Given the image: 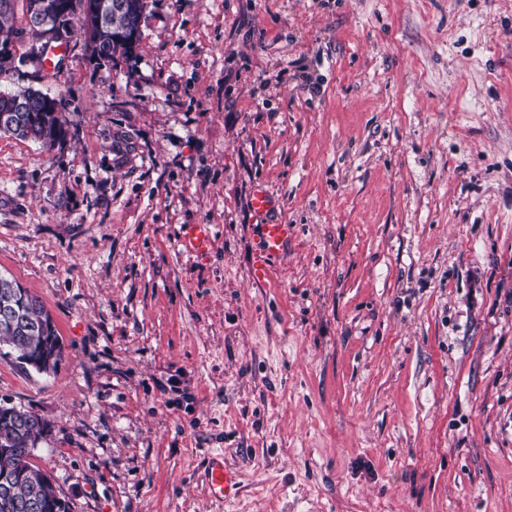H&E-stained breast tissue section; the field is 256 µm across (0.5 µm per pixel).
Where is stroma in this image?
I'll list each match as a JSON object with an SVG mask.
<instances>
[{"mask_svg":"<svg viewBox=\"0 0 512 512\" xmlns=\"http://www.w3.org/2000/svg\"><path fill=\"white\" fill-rule=\"evenodd\" d=\"M82 28L0 72L66 131L0 134V274L63 343L0 403L71 512H512V0H149L101 63ZM293 225L282 223L261 224L258 246L251 267L252 277L261 282L268 279L281 261L285 247L294 235ZM211 238V225L191 224L181 240L183 251L189 255L202 253L208 249ZM208 483L212 494L221 500L232 499L238 493V475L224 466V456L213 455L210 458Z\"/></svg>","mask_w":512,"mask_h":512,"instance_id":"1","label":"stroma"}]
</instances>
